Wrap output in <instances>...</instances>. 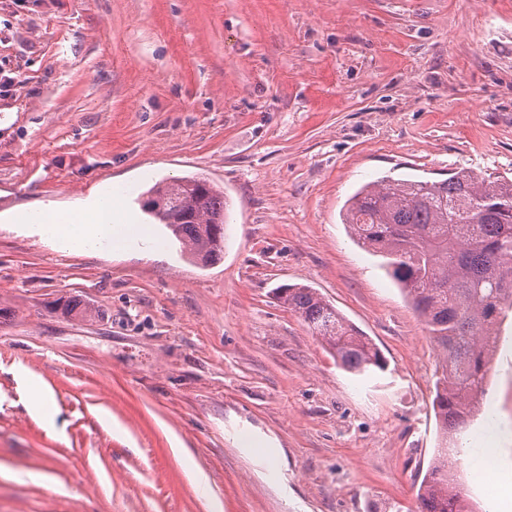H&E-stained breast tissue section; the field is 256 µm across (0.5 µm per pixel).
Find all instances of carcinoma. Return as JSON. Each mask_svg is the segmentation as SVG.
Listing matches in <instances>:
<instances>
[{
	"label": "carcinoma",
	"mask_w": 512,
	"mask_h": 512,
	"mask_svg": "<svg viewBox=\"0 0 512 512\" xmlns=\"http://www.w3.org/2000/svg\"><path fill=\"white\" fill-rule=\"evenodd\" d=\"M175 208H146L195 263L224 258V191L204 177L180 180ZM356 242L385 259L387 273L423 318L442 372L432 409L443 435L465 428L485 394L490 355L512 312V181L465 169L445 180L383 176L355 193L344 216ZM276 297L349 373L372 377L387 363L372 339L316 289L283 285ZM455 449H437L417 493V512H472L449 479Z\"/></svg>",
	"instance_id": "carcinoma-1"
}]
</instances>
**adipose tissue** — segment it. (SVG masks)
Returning <instances> with one entry per match:
<instances>
[{
  "label": "adipose tissue",
  "instance_id": "1",
  "mask_svg": "<svg viewBox=\"0 0 512 512\" xmlns=\"http://www.w3.org/2000/svg\"><path fill=\"white\" fill-rule=\"evenodd\" d=\"M17 221L73 250L99 241L108 242L115 249H127L150 238L147 228L134 224L124 207V196L116 188L100 189L77 211L40 209L18 215Z\"/></svg>",
  "mask_w": 512,
  "mask_h": 512
}]
</instances>
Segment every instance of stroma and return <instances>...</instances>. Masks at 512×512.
<instances>
[{"instance_id": "stroma-1", "label": "stroma", "mask_w": 512, "mask_h": 512, "mask_svg": "<svg viewBox=\"0 0 512 512\" xmlns=\"http://www.w3.org/2000/svg\"><path fill=\"white\" fill-rule=\"evenodd\" d=\"M458 168L512 180V0H0V512H415L440 358L342 212L377 177ZM192 176L230 204L208 267L146 214L154 252L13 222ZM283 284L386 372L340 368ZM500 339L457 464L475 512L496 479L471 458L512 422V316ZM276 297L336 355V361L349 373L372 377L387 370L380 349L369 336L352 325L315 288L283 285Z\"/></svg>"}]
</instances>
